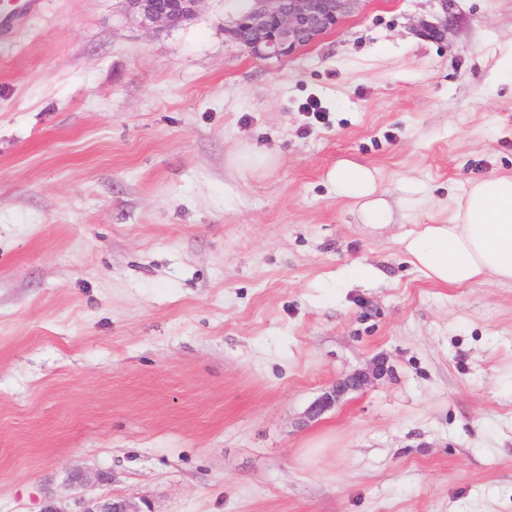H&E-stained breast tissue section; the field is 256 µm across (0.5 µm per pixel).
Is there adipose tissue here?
<instances>
[{
  "mask_svg": "<svg viewBox=\"0 0 512 512\" xmlns=\"http://www.w3.org/2000/svg\"><path fill=\"white\" fill-rule=\"evenodd\" d=\"M327 179L336 196L352 200L362 223L387 228L392 211L377 171L341 159ZM448 220L414 224L398 236L408 262L434 284L478 287L512 284V176H493L449 196Z\"/></svg>",
  "mask_w": 512,
  "mask_h": 512,
  "instance_id": "1",
  "label": "adipose tissue"
}]
</instances>
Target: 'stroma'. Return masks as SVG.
<instances>
[{
	"instance_id": "obj_1",
	"label": "stroma",
	"mask_w": 512,
	"mask_h": 512,
	"mask_svg": "<svg viewBox=\"0 0 512 512\" xmlns=\"http://www.w3.org/2000/svg\"><path fill=\"white\" fill-rule=\"evenodd\" d=\"M238 10L40 0L0 38V512L76 470L150 512H512V287L395 241L512 174V0H363L285 62ZM342 158L425 203L360 224ZM174 6L160 0H124L127 14L145 29L162 31L181 19L193 18L203 0H177ZM368 379L365 374H352L346 379L342 380L332 389L330 393L324 395L318 402L311 408L308 415L310 418H314L321 414L324 409L333 406L336 403V399L339 398L340 394L346 390H357L367 384Z\"/></svg>"
}]
</instances>
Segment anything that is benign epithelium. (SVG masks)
<instances>
[{"instance_id": "7a95c632", "label": "benign epithelium", "mask_w": 512, "mask_h": 512, "mask_svg": "<svg viewBox=\"0 0 512 512\" xmlns=\"http://www.w3.org/2000/svg\"><path fill=\"white\" fill-rule=\"evenodd\" d=\"M201 0H178L166 6L160 0H124L127 14L145 29L162 31L181 19L194 17ZM232 25L224 28L229 41L257 58L286 60L299 48L317 41L323 34L336 29L354 13L362 0H246ZM364 374H352L323 396L309 411L314 418L333 406L346 390H357L367 384ZM104 480L103 475L77 471L71 475L75 493L72 505L60 507L47 501L41 512H144L131 498L88 497L84 490Z\"/></svg>"}]
</instances>
